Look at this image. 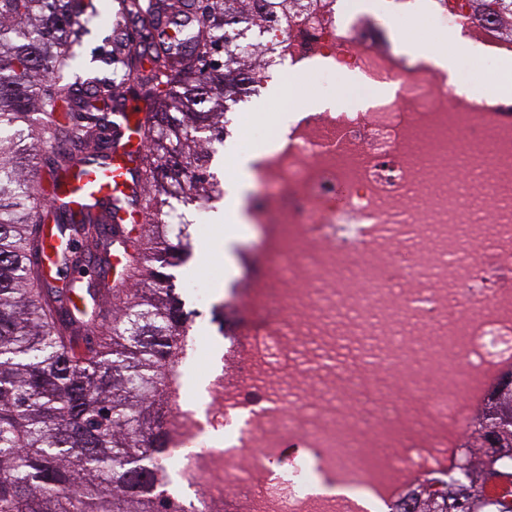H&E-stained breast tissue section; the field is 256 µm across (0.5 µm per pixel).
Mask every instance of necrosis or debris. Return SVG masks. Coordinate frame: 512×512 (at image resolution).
Wrapping results in <instances>:
<instances>
[{"mask_svg":"<svg viewBox=\"0 0 512 512\" xmlns=\"http://www.w3.org/2000/svg\"><path fill=\"white\" fill-rule=\"evenodd\" d=\"M456 32L471 56L512 53L468 0H396ZM237 49L256 59L224 110L226 137L269 88L303 77L392 86L365 110H293L253 158L243 211L256 231L224 291V350L207 402L161 419L193 512H349L454 471L512 369V96H476L398 53L374 15L336 0H261ZM409 224L413 242L377 233ZM466 249L464 266L447 258ZM374 339L360 369L314 367L337 337ZM308 362L301 371L299 362ZM288 383L289 396L277 386Z\"/></svg>","mask_w":512,"mask_h":512,"instance_id":"obj_1","label":"necrosis or debris"}]
</instances>
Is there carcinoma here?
Listing matches in <instances>:
<instances>
[{
	"mask_svg": "<svg viewBox=\"0 0 512 512\" xmlns=\"http://www.w3.org/2000/svg\"><path fill=\"white\" fill-rule=\"evenodd\" d=\"M252 0H197L202 24L176 29L157 18L175 0H120L119 15L139 20L156 42L146 57L120 43L110 54L116 84L77 73L95 0H0V512H186L154 475L168 462L159 414L168 373L196 312L166 273L190 252L171 224L113 222L122 210L70 208L71 176L100 155L112 104L123 121L122 89L139 88L133 131L148 133L131 204L165 213L173 202L201 206L224 194L204 144L224 142V106L248 65L232 49L235 19ZM512 32V0H473ZM50 156V207L30 177ZM176 242H171V238ZM123 255L112 278V251ZM133 282V287L126 286ZM478 426L502 438L478 485L433 477L420 512H512L487 504L483 490L512 481V386Z\"/></svg>",
	"mask_w": 512,
	"mask_h": 512,
	"instance_id": "obj_1",
	"label": "carcinoma"
}]
</instances>
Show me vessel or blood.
Instances as JSON below:
<instances>
[{
    "instance_id": "obj_1",
    "label": "vessel or blood",
    "mask_w": 512,
    "mask_h": 512,
    "mask_svg": "<svg viewBox=\"0 0 512 512\" xmlns=\"http://www.w3.org/2000/svg\"><path fill=\"white\" fill-rule=\"evenodd\" d=\"M106 152L108 157L103 163L85 167L80 177L70 180L66 194L70 207H108L116 195L131 193L130 172L139 162V145L112 140Z\"/></svg>"
}]
</instances>
